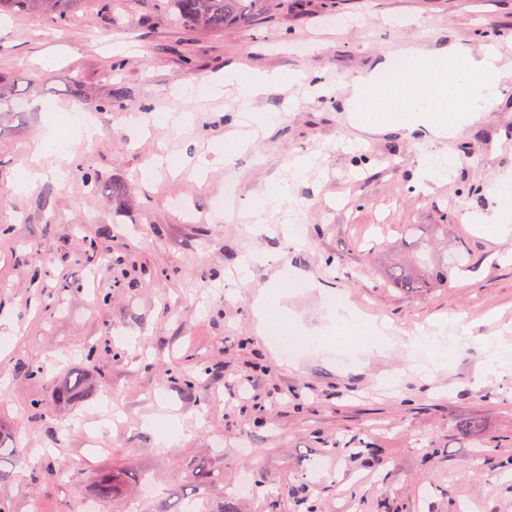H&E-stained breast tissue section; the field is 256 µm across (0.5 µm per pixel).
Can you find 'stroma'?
Returning a JSON list of instances; mask_svg holds the SVG:
<instances>
[{
  "label": "stroma",
  "mask_w": 512,
  "mask_h": 512,
  "mask_svg": "<svg viewBox=\"0 0 512 512\" xmlns=\"http://www.w3.org/2000/svg\"><path fill=\"white\" fill-rule=\"evenodd\" d=\"M512 35V0H253L247 19L221 32L176 27L155 0H85L65 26L44 13L0 19V503L7 512H512V359L486 365V342L512 345V237L469 223L492 216L512 183V72L504 100L455 137L353 126L345 83L394 45L438 46ZM240 64L298 72L299 83L243 99L180 97ZM41 73L30 86L32 73ZM80 81L86 97L68 94ZM108 109H99L102 100ZM79 108L99 136L57 157L69 169L25 193L11 183L46 123L38 102ZM280 119L232 168L214 144L241 106ZM185 111L181 126L157 125L132 142V115ZM179 172L143 169L157 156ZM314 166L292 177V163ZM442 170L421 187L419 159ZM100 177L90 189L85 171ZM236 180H229V172ZM288 211L269 231L198 222L235 182V210L282 179ZM126 199L112 205L110 185ZM185 197L187 211L175 197ZM299 224L304 241L281 234ZM448 227L465 244L466 269L427 294L394 286L387 246ZM248 250L266 253L248 279L234 272ZM290 274L284 300L300 334L335 326L322 293L340 294L367 319L386 321L399 345L357 361L329 348L279 363L254 328L259 289ZM446 323L453 340L443 367L415 373L410 337ZM95 346L92 358L83 349ZM41 376L30 377V368ZM82 374L87 394L61 403L56 391ZM389 377L391 388L379 387ZM154 428H144L145 419ZM475 432L463 431L469 419ZM177 421L176 441L157 426ZM99 450H90L89 438ZM223 447H216V440ZM252 491L239 496L243 471ZM114 497H97L99 475Z\"/></svg>",
  "instance_id": "35a3bbf8"
}]
</instances>
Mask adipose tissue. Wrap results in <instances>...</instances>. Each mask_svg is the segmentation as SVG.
<instances>
[{
    "mask_svg": "<svg viewBox=\"0 0 512 512\" xmlns=\"http://www.w3.org/2000/svg\"><path fill=\"white\" fill-rule=\"evenodd\" d=\"M405 62L403 77L398 81L380 82L379 73L389 67L385 60L350 80L345 109L357 113L361 129L422 128L450 137L502 98L493 57L473 55L463 44L430 52L412 48ZM291 80V75L282 72H254L239 66L225 69L223 80L189 82L181 92L190 97H208L228 84L237 86L243 97L252 98Z\"/></svg>",
    "mask_w": 512,
    "mask_h": 512,
    "instance_id": "adipose-tissue-1",
    "label": "adipose tissue"
}]
</instances>
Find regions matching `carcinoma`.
<instances>
[{
	"label": "carcinoma",
	"instance_id": "1",
	"mask_svg": "<svg viewBox=\"0 0 512 512\" xmlns=\"http://www.w3.org/2000/svg\"><path fill=\"white\" fill-rule=\"evenodd\" d=\"M82 3L84 0H0V17L47 11L53 22L61 25L68 21ZM250 3L251 0H169V8L171 18L177 24L187 23L202 30L222 31L231 22L245 15ZM414 248L417 251L429 252V259H414V267L396 263L391 268L389 277L395 286L415 292H426L448 284L451 270L459 265L467 252L460 245L455 253L447 255L421 240L415 241ZM81 392L83 379L77 377L60 387L56 395L60 400L69 401Z\"/></svg>",
	"mask_w": 512,
	"mask_h": 512
}]
</instances>
